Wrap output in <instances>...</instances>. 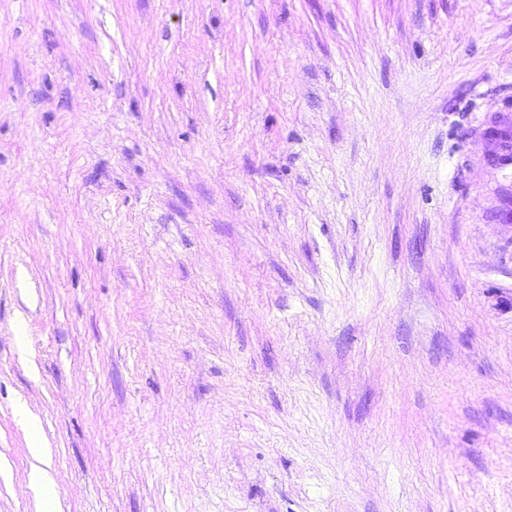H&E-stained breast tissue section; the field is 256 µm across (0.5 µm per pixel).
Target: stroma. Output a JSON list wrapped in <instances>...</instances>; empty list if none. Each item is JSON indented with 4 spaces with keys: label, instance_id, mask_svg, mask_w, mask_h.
<instances>
[{
    "label": "stroma",
    "instance_id": "1",
    "mask_svg": "<svg viewBox=\"0 0 512 512\" xmlns=\"http://www.w3.org/2000/svg\"><path fill=\"white\" fill-rule=\"evenodd\" d=\"M512 0H0V512H512ZM487 136L494 141L497 151L492 155L495 163L507 162L512 164V126L497 125L487 131ZM16 416L19 421L31 432L32 440L29 449L32 464L29 480L30 483L41 490H46L51 497H55L53 479L47 466V448L44 445H37L34 439L35 421L32 412L29 410L25 402L18 403L16 407Z\"/></svg>",
    "mask_w": 512,
    "mask_h": 512
}]
</instances>
